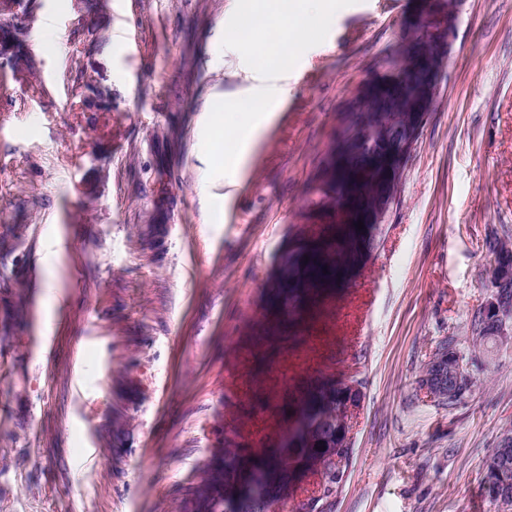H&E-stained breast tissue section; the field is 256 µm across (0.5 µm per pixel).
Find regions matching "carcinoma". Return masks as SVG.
Here are the masks:
<instances>
[{
    "label": "carcinoma",
    "mask_w": 512,
    "mask_h": 512,
    "mask_svg": "<svg viewBox=\"0 0 512 512\" xmlns=\"http://www.w3.org/2000/svg\"><path fill=\"white\" fill-rule=\"evenodd\" d=\"M0 35L14 36L18 67L32 68L25 49V39L9 26H0ZM392 86L384 88L376 98L354 101L349 110L338 117L335 137L329 151L336 153V176L329 181H315L311 206L324 219L331 220L333 212L343 207L352 191H363L370 183L371 161L361 146H367L386 131L400 128L414 120L402 99L385 102L391 97ZM360 243L354 231L322 240L316 245L293 251L281 265V277L293 288H314L319 284L333 285L344 269L360 253ZM342 401L336 395V381L318 379L309 389L296 425L289 430L288 440L279 441L272 448L255 453L248 448H227L224 452V471L215 477L201 476L197 486L199 506L203 512H236L232 507L235 487L232 482L242 478L248 483L253 499L260 501L271 495L267 472L282 466L294 457L310 459L320 454L319 447L331 448L345 461L348 471L353 460V449L336 447L337 411ZM325 482L320 495L303 504V512H313L321 501H328L338 491L336 463L330 462L324 472Z\"/></svg>",
    "instance_id": "carcinoma-1"
}]
</instances>
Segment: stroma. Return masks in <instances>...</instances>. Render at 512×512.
I'll return each instance as SVG.
<instances>
[{
	"instance_id": "stroma-1",
	"label": "stroma",
	"mask_w": 512,
	"mask_h": 512,
	"mask_svg": "<svg viewBox=\"0 0 512 512\" xmlns=\"http://www.w3.org/2000/svg\"><path fill=\"white\" fill-rule=\"evenodd\" d=\"M334 2L268 60L288 96L236 178L210 160L213 109L253 111L238 32L264 4L289 32L283 0H105L93 33L82 0L0 13L33 62L0 58V512H190L222 448L268 446L321 377L363 391L331 512H494L485 461L512 430V342L476 347L470 324L485 237L512 230V0H458L376 249L285 325L277 266L332 230L307 191L336 114L387 75L422 8ZM99 91L108 111H70ZM448 339L475 377L450 407L418 385Z\"/></svg>"
}]
</instances>
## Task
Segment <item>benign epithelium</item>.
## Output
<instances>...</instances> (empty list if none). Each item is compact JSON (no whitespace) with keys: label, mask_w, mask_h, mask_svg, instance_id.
Wrapping results in <instances>:
<instances>
[{"label":"benign epithelium","mask_w":512,"mask_h":512,"mask_svg":"<svg viewBox=\"0 0 512 512\" xmlns=\"http://www.w3.org/2000/svg\"><path fill=\"white\" fill-rule=\"evenodd\" d=\"M456 11L437 19L427 18L423 26L410 28L402 38L401 55L407 64V70L400 79L394 81L402 91V98L412 108L415 120L408 126L392 131L370 149L373 168L377 181L371 194L374 203L364 206L357 200H351L349 207L340 210L335 220L336 230L344 231L358 222L364 228L383 223L385 215L395 198L397 177L405 157L418 138L421 123L432 111L439 89L443 67L447 63L452 37L455 30ZM439 26L433 30L438 46L436 60L431 62L419 50L422 35L433 21ZM494 279L488 286L487 296L481 306L485 335L496 345L505 342L506 327L512 320V305L508 304L501 289L512 286V259L501 256L493 265ZM469 368L461 361L460 355L453 349L442 347L425 365L420 376V386L431 398L449 400L455 394L456 386ZM336 389L348 396L345 403L346 414H351L362 402L361 386L355 381H338ZM320 467L317 460H308L297 466L289 477L281 478V473L269 477L273 487L272 495L289 497L307 478L313 476V470ZM489 480L486 493L493 502L496 512H512V432L506 431L486 465Z\"/></svg>","instance_id":"1"}]
</instances>
